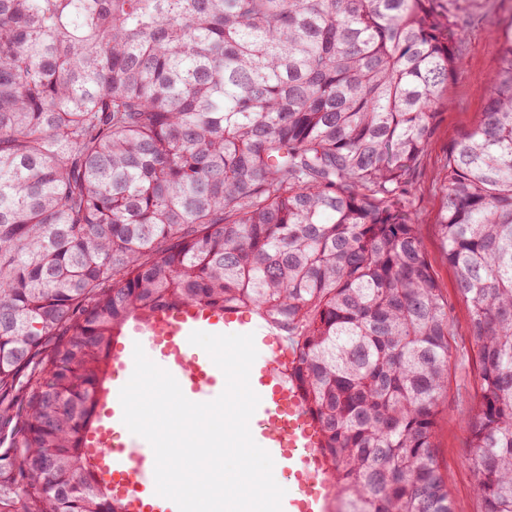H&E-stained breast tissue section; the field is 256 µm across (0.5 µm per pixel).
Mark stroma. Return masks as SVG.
Masks as SVG:
<instances>
[{
  "instance_id": "35a3bbf8",
  "label": "stroma",
  "mask_w": 512,
  "mask_h": 512,
  "mask_svg": "<svg viewBox=\"0 0 512 512\" xmlns=\"http://www.w3.org/2000/svg\"><path fill=\"white\" fill-rule=\"evenodd\" d=\"M447 10L458 37L462 69L444 88L449 108L413 177V205L422 220L420 235L432 273L454 320L448 337V388L434 427L435 461L448 478L454 512H482L475 493L476 475L470 463L464 417L477 401L479 365L467 328V307L456 289L455 273L445 256L437 223L443 196L442 175L449 145L464 134L484 107L490 75L501 63L500 37L512 26V0H438Z\"/></svg>"
}]
</instances>
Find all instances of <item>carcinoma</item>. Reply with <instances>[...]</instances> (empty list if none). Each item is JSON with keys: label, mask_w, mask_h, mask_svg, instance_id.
<instances>
[{"label": "carcinoma", "mask_w": 512, "mask_h": 512, "mask_svg": "<svg viewBox=\"0 0 512 512\" xmlns=\"http://www.w3.org/2000/svg\"><path fill=\"white\" fill-rule=\"evenodd\" d=\"M436 0H0V512H124L86 453L112 348L185 304L284 339L344 512H454L453 319L410 199L461 67ZM439 234L512 512V34Z\"/></svg>", "instance_id": "cac0c4a2"}]
</instances>
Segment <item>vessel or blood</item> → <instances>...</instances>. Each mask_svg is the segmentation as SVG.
I'll return each mask as SVG.
<instances>
[{"instance_id": "b4317fda", "label": "vessel or blood", "mask_w": 512, "mask_h": 512, "mask_svg": "<svg viewBox=\"0 0 512 512\" xmlns=\"http://www.w3.org/2000/svg\"><path fill=\"white\" fill-rule=\"evenodd\" d=\"M243 334L247 327L235 312H219L187 304L157 315L134 329L130 343H146L161 364L194 402L215 399L225 387L222 371L207 353L189 352L192 332ZM259 354L250 371V384L260 403L251 421L253 438L264 448L276 450L281 470L287 474L282 512H324L329 472L321 449L318 423L309 413L302 392L286 367L281 337L255 332ZM134 370L132 351L115 349L112 357L114 382L100 398L102 421L93 446L102 459L101 482L122 501L125 512H178L174 502L157 496L154 452L118 442L123 430L119 391Z\"/></svg>"}]
</instances>
